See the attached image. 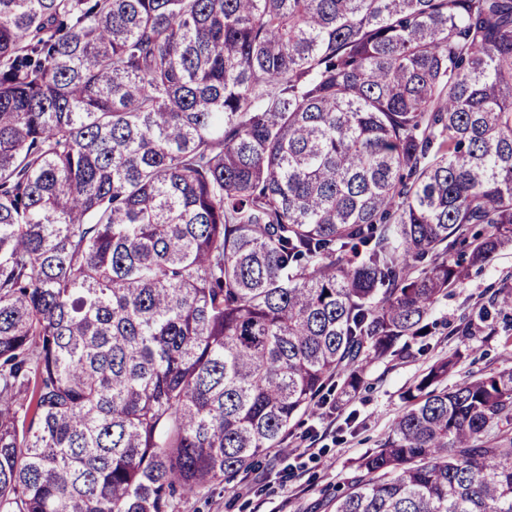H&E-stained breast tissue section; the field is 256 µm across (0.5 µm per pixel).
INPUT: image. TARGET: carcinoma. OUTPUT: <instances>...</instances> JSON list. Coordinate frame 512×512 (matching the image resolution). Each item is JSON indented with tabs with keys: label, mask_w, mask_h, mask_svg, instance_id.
<instances>
[{
	"label": "carcinoma",
	"mask_w": 512,
	"mask_h": 512,
	"mask_svg": "<svg viewBox=\"0 0 512 512\" xmlns=\"http://www.w3.org/2000/svg\"><path fill=\"white\" fill-rule=\"evenodd\" d=\"M512 246V0H0V512H176ZM431 364L330 512H512V367Z\"/></svg>",
	"instance_id": "obj_1"
}]
</instances>
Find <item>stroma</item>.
I'll list each match as a JSON object with an SVG mask.
<instances>
[{"instance_id": "35a3bbf8", "label": "stroma", "mask_w": 512, "mask_h": 512, "mask_svg": "<svg viewBox=\"0 0 512 512\" xmlns=\"http://www.w3.org/2000/svg\"><path fill=\"white\" fill-rule=\"evenodd\" d=\"M512 293V248L498 253L483 267L440 299L430 316L434 324L428 349L410 356L388 357L370 363L363 385L344 408L329 417L301 415L289 425V446L303 436L315 440L301 458L263 456L237 494L214 484L197 495L176 498L177 512H326L324 503L356 474L359 459L384 439L394 419L406 408L407 391L437 359L459 355L449 385L469 375L512 366V309H501L498 296ZM474 320L473 333L458 327Z\"/></svg>"}]
</instances>
